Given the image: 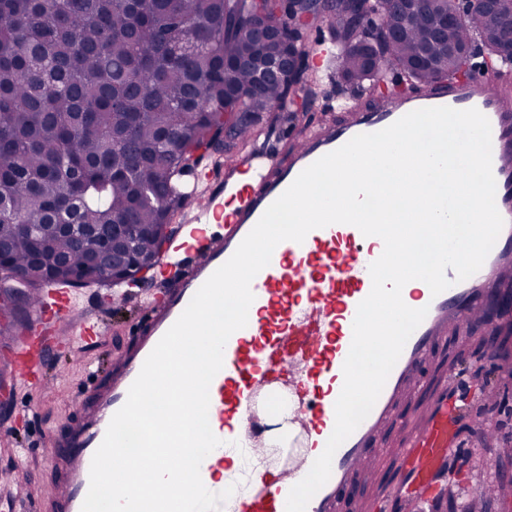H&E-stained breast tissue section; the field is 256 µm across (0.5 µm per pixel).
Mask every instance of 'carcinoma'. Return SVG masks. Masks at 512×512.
<instances>
[{
	"instance_id": "carcinoma-1",
	"label": "carcinoma",
	"mask_w": 512,
	"mask_h": 512,
	"mask_svg": "<svg viewBox=\"0 0 512 512\" xmlns=\"http://www.w3.org/2000/svg\"><path fill=\"white\" fill-rule=\"evenodd\" d=\"M455 0H426L416 18L384 0H331L329 24L342 77L363 84L382 64L411 69L426 50L435 68L412 69L416 87L452 77L474 37L512 61V20L477 8L470 24L431 41L434 18ZM254 0H0V244L8 266L32 279L17 297L0 289V313L23 329L36 281L70 283L89 272L97 232L136 225L137 257L154 260V225L184 199L170 152L250 147L264 114L296 90L312 93L301 25L256 36ZM293 54L288 83L258 84L256 63Z\"/></svg>"
}]
</instances>
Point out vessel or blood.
Here are the masks:
<instances>
[{
    "mask_svg": "<svg viewBox=\"0 0 512 512\" xmlns=\"http://www.w3.org/2000/svg\"><path fill=\"white\" fill-rule=\"evenodd\" d=\"M439 106L475 108L489 119L495 202L505 225L477 273L458 283L449 268L445 271L451 281L448 289L436 296L426 287L416 291L418 307L427 308L428 313L407 340L367 418L336 450L331 476L311 498L306 512H337L346 489L373 481L364 463L376 453L397 398L420 374L434 339L487 326L494 302L501 316L512 315V301L497 287L503 270L512 267V85L503 81L499 67L492 63L462 78L432 81L414 94L372 92L369 103L349 107L336 125L295 135L289 160L278 171L270 170L269 159L262 154L235 158L225 168L234 180L230 205L203 191L208 171L195 172L196 188L186 194L191 202L186 218L188 238L171 245L156 264L158 277L169 279L170 284L156 294L142 296L136 345L115 359L109 384L95 392L80 421L55 439L61 480L54 488L34 492L39 512H81L90 486L92 457L145 359L198 289L233 255L297 176L356 135L380 131L413 110ZM215 222L223 223V235L209 234L208 226ZM383 249L379 237L364 236L349 224H332L312 230L303 243L278 244L269 265L253 279L248 323L229 337L223 367L210 385L209 423L223 445L203 460L201 479L208 490L221 492L224 485L217 468L225 449L246 448L252 455L264 454L257 409L282 391L288 394L290 452L275 473L255 475L245 493L233 494L222 504V512H286L291 488L323 452L335 426V402L344 383L343 364L357 307L372 287L369 266ZM76 308L74 298L66 294L53 304H39L35 321L14 349L16 378L22 385L45 390L38 376L42 360L59 351L101 342L104 328L92 316L80 319L72 335H64L62 324ZM450 380L459 392L458 399L449 401L444 389L435 394L429 417L417 422L406 447L398 452L400 478L393 512H424L446 489L451 457L460 446L458 423L471 389L458 375H451Z\"/></svg>",
    "mask_w": 512,
    "mask_h": 512,
    "instance_id": "obj_1",
    "label": "vessel or blood"
}]
</instances>
